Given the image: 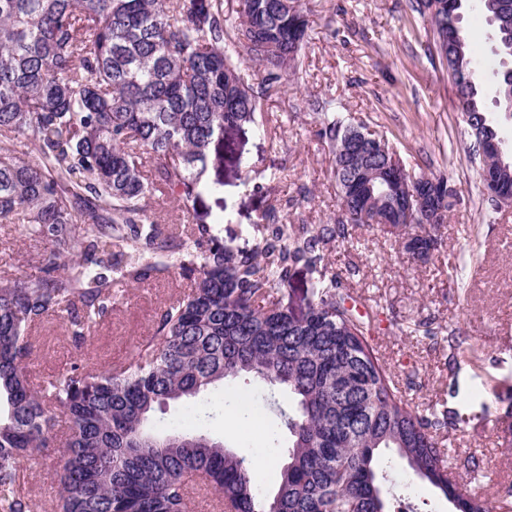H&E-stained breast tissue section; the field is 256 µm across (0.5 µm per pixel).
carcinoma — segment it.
I'll return each instance as SVG.
<instances>
[{
  "label": "carcinoma",
  "instance_id": "cac0c4a2",
  "mask_svg": "<svg viewBox=\"0 0 512 512\" xmlns=\"http://www.w3.org/2000/svg\"><path fill=\"white\" fill-rule=\"evenodd\" d=\"M493 2L475 0L473 8L493 27L497 54L512 58V31L498 28ZM430 7L414 0L413 10L448 38V69L463 66L472 77L453 80L462 113L499 138L464 31ZM238 19L228 31L220 0H0V219L18 220L54 246L42 275L0 278V512H30L18 467L54 444L59 413L67 432L53 463L55 512H190L194 475L205 477L196 491L218 492L224 512H390L383 484L400 463L443 496H457L461 507L452 512H492L448 473L438 436L456 413L411 408L372 344L371 316L359 313L346 286L352 270L324 263L325 246L349 242L362 224H393L406 237L426 230L413 256L428 258L442 246L434 230L448 223L456 189L429 226L396 223L394 196L364 215L342 149L366 139L373 169L385 167L388 154L326 102L319 136L333 154L339 197L329 222L279 224L272 205L242 248L225 245L208 224L177 243L148 222L144 160L154 161L157 180L182 207H194L220 185L206 174L223 161L224 128L262 130L259 99L283 73L299 71L307 23L290 33L283 0H238ZM245 61L256 68L250 82L241 75ZM494 79L504 114L512 70ZM30 137L38 141L35 162L18 150ZM77 244L83 259L58 273L60 257ZM144 251L177 252L192 291L164 310L127 366L74 365L34 385L28 331L54 314L84 337L112 309L115 285L159 270L141 262ZM298 266L316 281L308 310L295 318L275 293ZM241 376L269 386L266 403L288 433V462L271 494L224 442L153 421L158 408ZM384 450L394 458L382 470Z\"/></svg>",
  "mask_w": 512,
  "mask_h": 512
}]
</instances>
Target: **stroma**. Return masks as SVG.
<instances>
[{"instance_id": "1", "label": "stroma", "mask_w": 512, "mask_h": 512, "mask_svg": "<svg viewBox=\"0 0 512 512\" xmlns=\"http://www.w3.org/2000/svg\"><path fill=\"white\" fill-rule=\"evenodd\" d=\"M299 4L309 23V46L299 73L284 74L261 101L268 134L251 127L225 130L223 187L204 194L185 214L175 209L170 193H154L148 215L185 240L197 224L228 214L217 231L225 244L239 247L249 225L272 204L288 224H322L336 216L332 153L318 136L317 107L325 101L383 138L412 176L447 177L458 191L457 204L440 229L442 247L427 261L401 250L395 229L373 224L358 228L352 244H331L325 253L333 268L350 270L347 286L374 315L373 342L384 358L397 374L416 371L414 385L404 389L415 410H458L445 441L450 469L491 503L493 512H512V502L498 500L499 490L512 485V208L498 207L483 186L456 88L427 19L413 11L411 0ZM461 26L483 62L485 106L493 108L490 76L501 69L502 59L492 28L468 7ZM50 248L25 225L0 220V277L39 276ZM189 290L175 269L152 274L126 288L81 342L63 319L48 317L31 332L32 377L41 381L92 360L127 365L165 306ZM427 318L463 336L456 370L446 363V342H430L417 332L418 322ZM231 388L229 399L214 390L213 399L223 400L224 407L205 431L247 459H266L258 483L275 491L283 459L269 438L277 423L263 401L267 385L247 377ZM244 395L261 419L260 433L227 425ZM470 457L480 463L477 473L462 467ZM50 464L47 452L21 464L35 512H54L57 488ZM392 485L405 491L415 512H449L447 500L410 469L396 468Z\"/></svg>"}]
</instances>
